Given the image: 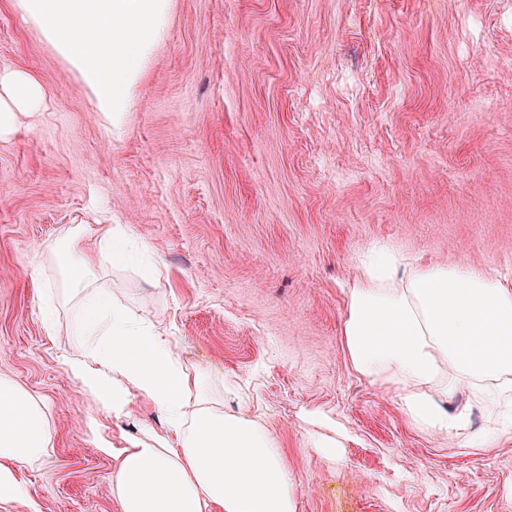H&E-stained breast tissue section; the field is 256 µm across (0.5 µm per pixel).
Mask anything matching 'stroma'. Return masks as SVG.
I'll list each match as a JSON object with an SVG mask.
<instances>
[{
  "mask_svg": "<svg viewBox=\"0 0 512 512\" xmlns=\"http://www.w3.org/2000/svg\"><path fill=\"white\" fill-rule=\"evenodd\" d=\"M45 112L0 138V372L53 407L55 442L0 512H116L110 449L150 428L92 405L48 336L31 263L63 228L126 224L167 265L99 266L213 380H236L298 479L297 512H512V438L475 455L409 425L349 365L358 260L387 243L512 276V0H173L114 133L77 78L0 0V70ZM342 430L336 461L302 416ZM308 428L305 432L309 448L322 453L329 459H336V437L316 431L313 426L334 431L336 435V422L330 417L321 414H310L307 418Z\"/></svg>",
  "mask_w": 512,
  "mask_h": 512,
  "instance_id": "1",
  "label": "stroma"
}]
</instances>
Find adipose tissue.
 I'll list each match as a JSON object with an SVG mask.
<instances>
[{"label":"adipose tissue","mask_w":512,"mask_h":512,"mask_svg":"<svg viewBox=\"0 0 512 512\" xmlns=\"http://www.w3.org/2000/svg\"><path fill=\"white\" fill-rule=\"evenodd\" d=\"M39 39L74 71L99 112L121 129L145 66L164 35L169 0H14ZM48 91L31 71H0V135L43 111ZM76 224L32 267L60 275L41 288L48 334L65 332L62 364L93 404L120 416L132 397L151 403L167 433L143 431L112 452L107 479L118 512H296V482L275 435L258 417L225 410L209 378L147 317L97 287L101 260H120L131 234L100 227L97 253ZM72 305L61 326L58 303ZM342 340L357 374L393 394L420 432L454 442L480 435L492 452L512 432V279L456 263L422 264L383 250L362 263L349 289ZM485 424L472 428V411ZM53 410L0 374V503L25 495L21 466L47 458Z\"/></svg>","instance_id":"1"}]
</instances>
